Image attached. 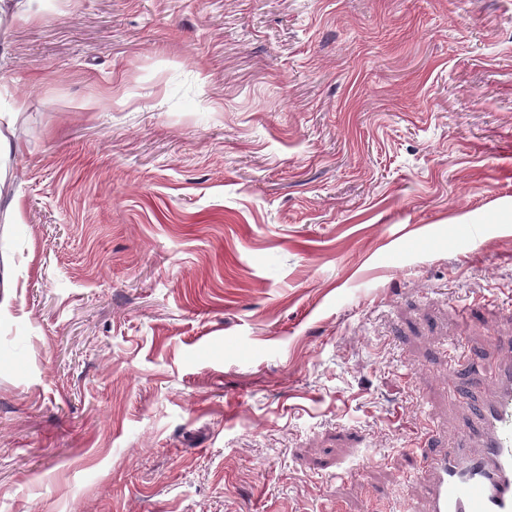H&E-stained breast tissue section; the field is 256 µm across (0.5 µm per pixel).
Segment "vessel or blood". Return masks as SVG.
<instances>
[{"label": "vessel or blood", "mask_w": 512, "mask_h": 512, "mask_svg": "<svg viewBox=\"0 0 512 512\" xmlns=\"http://www.w3.org/2000/svg\"><path fill=\"white\" fill-rule=\"evenodd\" d=\"M473 384L482 398L452 394L469 419L427 455V492L414 512H512V359Z\"/></svg>", "instance_id": "1"}]
</instances>
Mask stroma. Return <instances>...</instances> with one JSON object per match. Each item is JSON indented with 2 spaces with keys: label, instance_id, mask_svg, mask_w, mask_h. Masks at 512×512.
<instances>
[{
  "label": "stroma",
  "instance_id": "stroma-1",
  "mask_svg": "<svg viewBox=\"0 0 512 512\" xmlns=\"http://www.w3.org/2000/svg\"><path fill=\"white\" fill-rule=\"evenodd\" d=\"M0 512H409L512 349V0H41L0 40ZM25 105L26 102L24 100H19L16 102V109H10V112L0 113V194L6 184L5 176L2 171L1 160L4 155H7L12 151V143L8 140L3 128L8 130L11 127L15 115L23 109Z\"/></svg>",
  "mask_w": 512,
  "mask_h": 512
}]
</instances>
